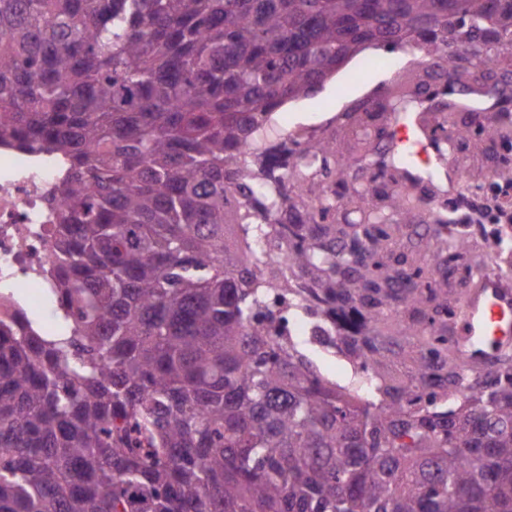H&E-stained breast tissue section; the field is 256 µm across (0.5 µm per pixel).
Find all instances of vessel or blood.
I'll list each match as a JSON object with an SVG mask.
<instances>
[{
    "label": "vessel or blood",
    "instance_id": "1",
    "mask_svg": "<svg viewBox=\"0 0 512 512\" xmlns=\"http://www.w3.org/2000/svg\"><path fill=\"white\" fill-rule=\"evenodd\" d=\"M454 321L462 331L449 340L464 369L482 371L491 357L511 354L512 277L479 273L461 299Z\"/></svg>",
    "mask_w": 512,
    "mask_h": 512
}]
</instances>
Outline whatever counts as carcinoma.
Listing matches in <instances>:
<instances>
[{
    "instance_id": "cac0c4a2",
    "label": "carcinoma",
    "mask_w": 512,
    "mask_h": 512,
    "mask_svg": "<svg viewBox=\"0 0 512 512\" xmlns=\"http://www.w3.org/2000/svg\"><path fill=\"white\" fill-rule=\"evenodd\" d=\"M508 35L512 0H0V139L69 164L49 228L59 327L0 320V512H512V362L464 374L439 332L464 291L427 317L435 289L380 272L392 214L363 188L361 221L337 223L320 172L390 173L383 196L429 209L463 286L468 231L414 192L405 155L384 161L385 129L341 162L328 139L288 158L270 126L366 47L422 48L453 84V46L491 69ZM252 233L286 259L246 254ZM273 288L365 361L378 401L266 334ZM396 306L406 381L382 341Z\"/></svg>"
}]
</instances>
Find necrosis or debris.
<instances>
[{"mask_svg": "<svg viewBox=\"0 0 512 512\" xmlns=\"http://www.w3.org/2000/svg\"><path fill=\"white\" fill-rule=\"evenodd\" d=\"M64 176L51 159L0 142V318L31 316L57 286L47 228L65 204Z\"/></svg>", "mask_w": 512, "mask_h": 512, "instance_id": "1", "label": "necrosis or debris"}]
</instances>
